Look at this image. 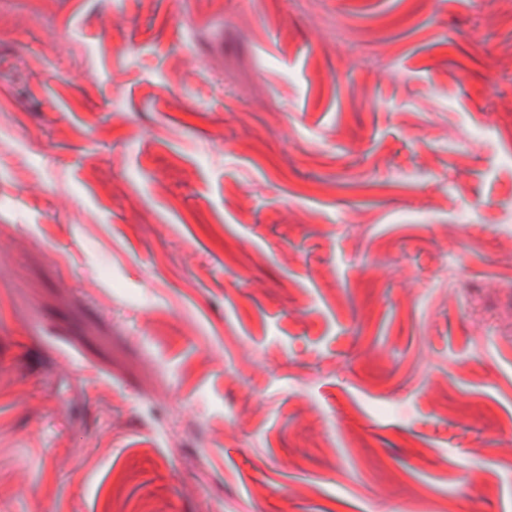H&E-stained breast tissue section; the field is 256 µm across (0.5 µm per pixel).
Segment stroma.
Wrapping results in <instances>:
<instances>
[{"instance_id":"obj_1","label":"stroma","mask_w":512,"mask_h":512,"mask_svg":"<svg viewBox=\"0 0 512 512\" xmlns=\"http://www.w3.org/2000/svg\"><path fill=\"white\" fill-rule=\"evenodd\" d=\"M512 0H0V512H512Z\"/></svg>"}]
</instances>
